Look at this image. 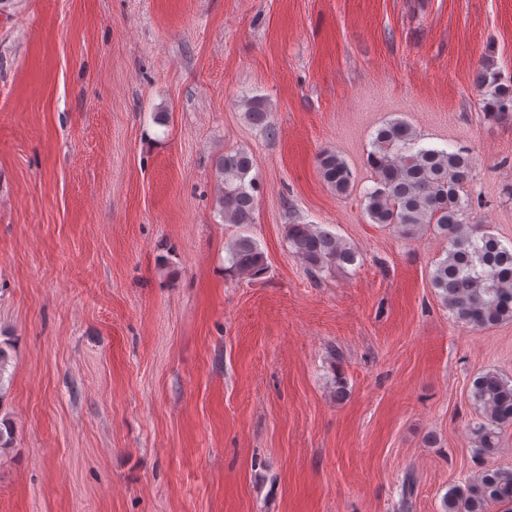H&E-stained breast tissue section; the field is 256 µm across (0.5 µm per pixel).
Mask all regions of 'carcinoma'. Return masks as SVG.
Listing matches in <instances>:
<instances>
[{"mask_svg": "<svg viewBox=\"0 0 512 512\" xmlns=\"http://www.w3.org/2000/svg\"><path fill=\"white\" fill-rule=\"evenodd\" d=\"M476 82L484 90L485 115L492 120L511 119L512 81L502 83L494 63L484 61ZM243 105L248 121L274 134L263 100L253 97ZM368 164L375 186L364 194V210L372 223L390 225L406 239L430 232L445 241V257L434 263L430 273L431 286L443 305L477 330L512 321V246L470 223L472 200L463 195L472 171L468 152L425 147L408 123L396 119L377 130ZM252 167V157L241 149L224 154L216 169L218 212L224 223L244 230L255 220ZM318 171L336 193L349 192L353 175L339 154H320ZM286 241L313 277L353 266L359 257L319 224L296 220L287 224ZM228 262L231 271L253 277L267 269L258 243L247 235L228 246ZM471 397L478 413L470 428L473 446L479 454L491 456L501 446L503 429L512 427V378L485 372L472 381ZM491 504L512 512V467H485L453 485L443 497V512H486Z\"/></svg>", "mask_w": 512, "mask_h": 512, "instance_id": "obj_1", "label": "carcinoma"}]
</instances>
